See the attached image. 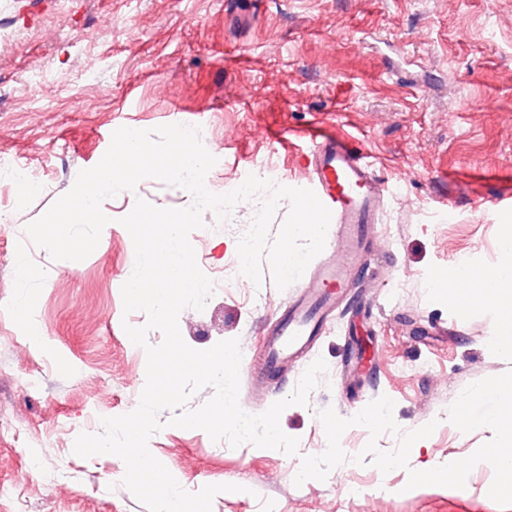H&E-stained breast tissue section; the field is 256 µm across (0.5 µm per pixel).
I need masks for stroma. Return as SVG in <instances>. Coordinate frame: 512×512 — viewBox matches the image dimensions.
<instances>
[{
    "mask_svg": "<svg viewBox=\"0 0 512 512\" xmlns=\"http://www.w3.org/2000/svg\"><path fill=\"white\" fill-rule=\"evenodd\" d=\"M2 28L0 162L28 166L36 190L21 202L0 178V512H147L119 457L72 448L102 418L134 410L146 381V353L124 330L147 317L123 309L135 250L121 219L139 197L161 208L193 197L147 178L105 199L112 221L74 263L52 260L26 227L102 159L115 130L166 124L200 128L217 159L205 184L218 194L261 166L274 184L306 187L315 127L356 135L386 185L369 273L356 281L365 302L350 300L272 382L255 381L253 360L291 292L270 268L258 286L239 273L257 202L223 221L205 212L191 232L215 289L203 310L181 312L180 332L197 350L239 339L242 409L290 396L316 359L328 370L308 405L280 417L299 440L293 455L233 448L160 412L149 446L181 487L226 485L212 512H512L489 497L490 470L461 489L408 491L407 469L353 463L370 437L361 426L341 436L348 462L294 483L302 456L327 445L316 414L328 407L347 419L384 395L401 430L435 423L410 467L466 456L494 435L461 432L447 410L469 384L512 369L490 347L498 318L449 306L428 282L452 259L498 265L500 227L512 225V0H0Z\"/></svg>",
    "mask_w": 512,
    "mask_h": 512,
    "instance_id": "35a3bbf8",
    "label": "stroma"
}]
</instances>
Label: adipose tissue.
Returning <instances> with one entry per match:
<instances>
[{
	"mask_svg": "<svg viewBox=\"0 0 512 512\" xmlns=\"http://www.w3.org/2000/svg\"><path fill=\"white\" fill-rule=\"evenodd\" d=\"M502 263L478 286L465 292H448L449 305L463 311L492 309L500 323L490 344L501 355L512 357V226L501 235Z\"/></svg>",
	"mask_w": 512,
	"mask_h": 512,
	"instance_id": "1",
	"label": "adipose tissue"
}]
</instances>
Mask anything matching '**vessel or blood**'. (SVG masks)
Masks as SVG:
<instances>
[{
  "instance_id": "b4317fda",
  "label": "vessel or blood",
  "mask_w": 512,
  "mask_h": 512,
  "mask_svg": "<svg viewBox=\"0 0 512 512\" xmlns=\"http://www.w3.org/2000/svg\"><path fill=\"white\" fill-rule=\"evenodd\" d=\"M308 186L330 210L337 226L340 260L318 263L300 282L295 300L264 340L266 370L306 348L335 310L349 283V272L368 260V234L383 205L384 186L368 154L348 134L310 133Z\"/></svg>"
}]
</instances>
